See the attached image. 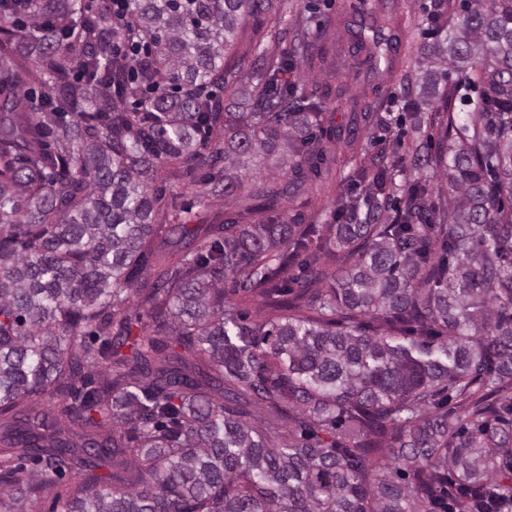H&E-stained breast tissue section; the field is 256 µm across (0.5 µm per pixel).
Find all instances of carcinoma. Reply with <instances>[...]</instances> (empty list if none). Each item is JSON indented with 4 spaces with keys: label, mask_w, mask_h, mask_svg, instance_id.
<instances>
[{
    "label": "carcinoma",
    "mask_w": 512,
    "mask_h": 512,
    "mask_svg": "<svg viewBox=\"0 0 512 512\" xmlns=\"http://www.w3.org/2000/svg\"><path fill=\"white\" fill-rule=\"evenodd\" d=\"M35 6L55 23L0 29V74L50 89L0 86V499L50 497L54 512L512 507V0H463L452 25L431 0L429 47L456 75L447 102L468 109H448L410 168L395 152L353 169L324 231L285 205L328 193L360 132L420 129L428 92L407 89L396 117L350 113L316 151L342 96L323 33L299 13L274 32L288 51L249 65L235 53L247 21L287 0H131L118 25L112 0ZM336 29L355 74L410 83L394 9ZM133 38L154 42L137 81L116 56ZM300 65L324 83L298 87ZM254 156L281 178L248 180ZM182 167L237 211L157 223L154 183ZM173 235L188 241L176 262ZM254 295L267 312L251 324ZM133 301L147 318L135 336Z\"/></svg>",
    "instance_id": "obj_1"
}]
</instances>
